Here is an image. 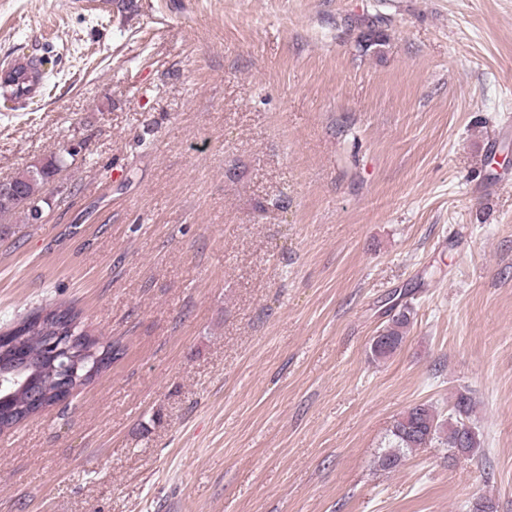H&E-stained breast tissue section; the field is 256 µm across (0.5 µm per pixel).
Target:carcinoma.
<instances>
[{
	"label": "carcinoma",
	"mask_w": 512,
	"mask_h": 512,
	"mask_svg": "<svg viewBox=\"0 0 512 512\" xmlns=\"http://www.w3.org/2000/svg\"><path fill=\"white\" fill-rule=\"evenodd\" d=\"M67 155L53 156L45 163L24 171L13 179L18 188V197L9 205H0V215H13L17 212L24 214L27 220L39 218L38 207L44 202L43 194L51 178L66 165ZM79 313L72 307H56L37 312L22 321L24 334L22 340L13 346V350L3 357L1 369L8 375H17L19 379L29 380V389L41 394L46 404L55 402L57 398L56 376L51 374V359L46 355L44 346L49 336H59L76 323ZM411 322L410 308L405 306L393 315L389 323L379 330V335L385 339L384 344L377 350L371 351L376 360H386L393 356L406 338ZM87 345L94 349L96 360L87 363L95 368V373L111 367L118 361L124 349L120 342L103 344L89 332H83ZM27 399V392L18 390L0 402V431L27 416L22 406ZM475 402L466 390L458 392L448 418H439L438 413L428 404H417L405 411L393 425L391 440L388 447L391 451L380 458V466L385 470H393L402 461L405 453L416 448H425L432 442H437L452 450L453 456L468 457L479 448L480 441L473 426L472 415Z\"/></svg>",
	"instance_id": "obj_1"
}]
</instances>
